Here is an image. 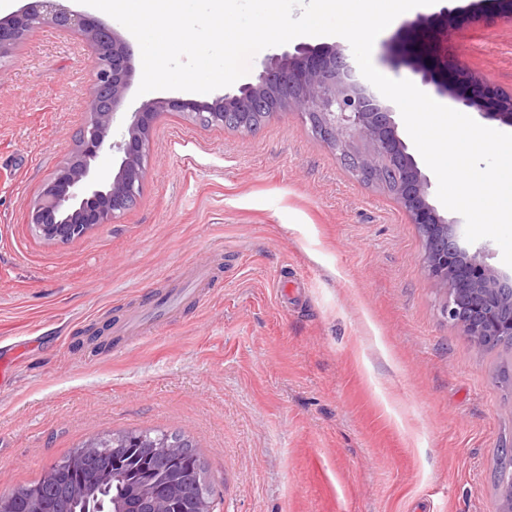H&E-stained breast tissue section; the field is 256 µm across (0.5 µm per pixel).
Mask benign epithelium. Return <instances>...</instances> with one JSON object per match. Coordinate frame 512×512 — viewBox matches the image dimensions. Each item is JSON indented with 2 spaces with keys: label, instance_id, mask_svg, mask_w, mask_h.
Returning a JSON list of instances; mask_svg holds the SVG:
<instances>
[{
  "label": "benign epithelium",
  "instance_id": "benign-epithelium-1",
  "mask_svg": "<svg viewBox=\"0 0 512 512\" xmlns=\"http://www.w3.org/2000/svg\"><path fill=\"white\" fill-rule=\"evenodd\" d=\"M502 0H474L444 8L441 14L475 12L490 19ZM46 23L74 27L91 42L89 119L77 136L70 158L42 185L30 214L41 237L62 242L84 236L98 224H110L137 196L145 176V155L152 123L164 110L182 112L206 126L232 124L256 132L254 119L294 112L314 134L339 152L361 179L391 193L424 241L423 267L428 280L444 293L442 316L480 350H490L501 336H512V279L484 261L483 251L470 252L455 222L429 200V178L399 135L396 112L347 60L341 46L301 44L265 60L262 70L236 92L213 102L170 97L143 104L126 119V134L112 142L110 132L131 85L133 51L114 29L87 13L64 8L57 0H30L17 13L0 18V63L29 30ZM434 24L428 17L407 24L395 54L420 76L421 84L481 118L512 127V92L507 93L472 73L442 74L427 54L419 31ZM362 140L365 151L350 144ZM121 153L117 172L102 180L92 162Z\"/></svg>",
  "mask_w": 512,
  "mask_h": 512
}]
</instances>
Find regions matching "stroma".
Instances as JSON below:
<instances>
[{"mask_svg": "<svg viewBox=\"0 0 512 512\" xmlns=\"http://www.w3.org/2000/svg\"><path fill=\"white\" fill-rule=\"evenodd\" d=\"M430 52L512 88V13L440 18ZM93 49L56 25L0 69V493L79 442L123 429L196 441L216 512H495L512 445V351H481L441 315L424 242L298 115L251 137L158 113L135 204L68 243L29 222L88 119ZM209 278L195 283L198 266ZM195 288L164 314L149 299ZM142 330L123 333L130 318Z\"/></svg>", "mask_w": 512, "mask_h": 512, "instance_id": "stroma-1", "label": "stroma"}]
</instances>
